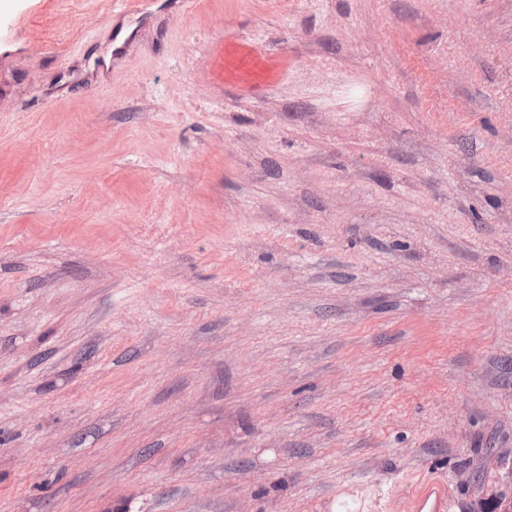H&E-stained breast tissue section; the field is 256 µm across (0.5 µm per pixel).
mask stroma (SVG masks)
Listing matches in <instances>:
<instances>
[{"mask_svg": "<svg viewBox=\"0 0 512 512\" xmlns=\"http://www.w3.org/2000/svg\"><path fill=\"white\" fill-rule=\"evenodd\" d=\"M111 11L0 0V512L512 493V0H192L105 83Z\"/></svg>", "mask_w": 512, "mask_h": 512, "instance_id": "35a3bbf8", "label": "stroma"}]
</instances>
